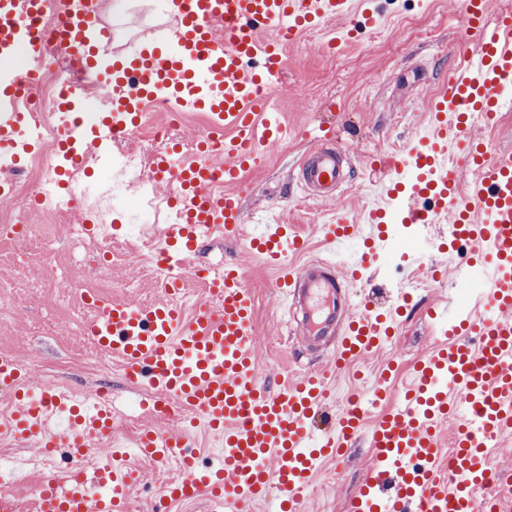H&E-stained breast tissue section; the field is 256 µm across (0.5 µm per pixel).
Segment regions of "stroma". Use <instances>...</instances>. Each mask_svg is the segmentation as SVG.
Segmentation results:
<instances>
[{"label":"stroma","mask_w":512,"mask_h":512,"mask_svg":"<svg viewBox=\"0 0 512 512\" xmlns=\"http://www.w3.org/2000/svg\"><path fill=\"white\" fill-rule=\"evenodd\" d=\"M104 2L103 18L114 34L105 54L133 56L140 47L171 38L175 15L163 9L162 0H127L118 13L110 9L113 0ZM462 25L461 0H387L377 25L359 33L355 41L340 42L342 23L327 21L288 46L281 79L288 91L272 97L273 109L283 116L285 135L262 148L256 165L241 178L244 228L260 218L293 225L308 243L304 252L289 256V263L321 257L320 225L334 223L344 213L361 216L372 207L378 179L371 168L374 158L401 153L425 129L432 98L465 53L459 37ZM150 115L165 124L166 140L186 146L209 126L206 112L198 110L180 112L177 123L170 126L165 111L154 108ZM324 136L349 155L353 177L334 200L322 202L309 197L295 175L301 160ZM28 221L46 225L53 249L41 258L37 247L28 243H0V279L13 281L11 290L0 296V305L10 308L8 332L0 334V355L12 356L31 386L50 380L80 394L102 391L115 412L127 414L125 426L115 431V446L121 462L142 474L131 497L132 512H153L162 486L182 471L175 465L158 470L142 461L135 440L144 428L167 432L178 429L181 420L147 413L143 392L130 388L120 366L102 368L98 348L83 337L82 324L93 316L88 305L60 310L50 304L51 295L67 283L75 266L66 242L69 226L79 223V214H71L69 224L50 225L33 210ZM457 259L453 251L429 252L419 264L407 254L401 256L397 272L380 265L372 280L403 286L412 276L425 277L427 265L438 262L450 267ZM196 260L209 267L234 262L243 268L256 300L260 373L270 389L280 388L300 370L328 367L327 356L308 352L296 336L281 328L283 312L272 294L276 272L250 251L247 237L206 241ZM109 272V280L104 281L94 270H83V288L95 290L107 284L113 299L136 304L163 297L160 282L146 276L141 259L120 257L111 261ZM449 291V282L428 280L425 291L414 295L392 345L351 370L332 373L330 386L337 399H344L352 388L370 393L389 359L397 363L395 387L403 389L413 363L440 340L426 312L431 303L447 299ZM369 454L361 441L347 449L342 463L324 462L318 478L304 492L303 512H347L349 499L363 481Z\"/></svg>","instance_id":"stroma-1"}]
</instances>
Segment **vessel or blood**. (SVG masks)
<instances>
[{
    "label": "vessel or blood",
    "mask_w": 512,
    "mask_h": 512,
    "mask_svg": "<svg viewBox=\"0 0 512 512\" xmlns=\"http://www.w3.org/2000/svg\"><path fill=\"white\" fill-rule=\"evenodd\" d=\"M465 2L461 38L468 51L434 98L427 134L403 159L380 160V204L370 209L368 224L345 215L321 225L325 256L300 266L287 259L304 241L287 225H260L251 246L278 268L274 294L305 347L329 351L338 368L391 341L394 314L411 302L404 293L383 298L375 289L358 302L350 297V281L377 261L389 239L380 220L390 208L408 224H447L450 242L488 253L478 299L429 307L443 339L417 362L400 405L370 428L355 398L326 416L335 397L325 370L303 371L276 391L260 381L254 293L239 265L205 276L207 298L187 319L165 301L97 303L84 328L87 341L118 358L134 385L152 390L154 415L176 407L203 416L222 446L218 464L202 466L189 428L144 429L140 454L160 465L174 455L183 459V474L166 485L165 499L205 493L215 512H245L274 490L280 512H302V493L322 462L342 458L363 437L371 459L350 512H493L504 487L490 449L512 436V150L487 151L467 116L496 113L507 100L512 13L493 16L488 0ZM54 3L0 0V162L10 166L41 140L30 103L44 58L74 57L90 68L97 44L112 39L96 9L67 17L57 37L46 40L39 24ZM352 9V0H178L174 43L114 62L104 74L111 120L67 126L55 148L58 161L90 147L108 149L152 107L208 112L198 155L177 167L169 151L154 159L155 182L183 191L178 221L167 226L156 262L180 267L201 240L234 236L243 222L241 173L254 149L283 132L270 100L284 46ZM343 160L332 148L311 152L298 180L316 199L334 198L345 181ZM472 168L476 178L461 184ZM0 385L16 399L14 411L0 419L1 437L77 457L112 433L109 399L80 409L59 387L32 390L11 357L0 356ZM449 422L456 435L447 442L442 429ZM139 481L136 471L110 464L74 475L52 471L39 483L37 512H128Z\"/></svg>",
    "instance_id": "vessel-or-blood-1"
}]
</instances>
